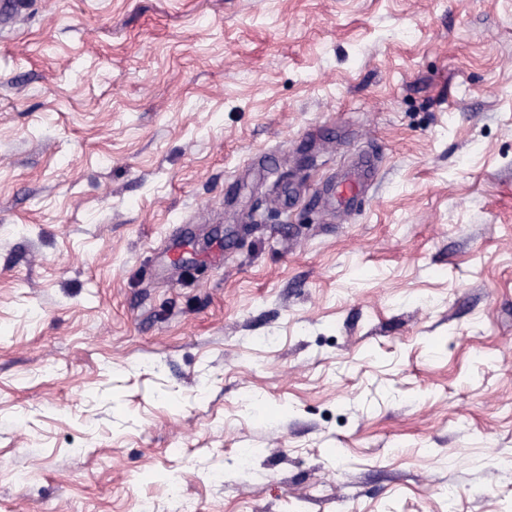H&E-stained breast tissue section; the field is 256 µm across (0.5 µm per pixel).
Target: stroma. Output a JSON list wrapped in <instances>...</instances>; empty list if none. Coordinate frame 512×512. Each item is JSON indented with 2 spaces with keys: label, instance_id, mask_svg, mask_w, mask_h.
Returning a JSON list of instances; mask_svg holds the SVG:
<instances>
[{
  "label": "stroma",
  "instance_id": "stroma-1",
  "mask_svg": "<svg viewBox=\"0 0 512 512\" xmlns=\"http://www.w3.org/2000/svg\"><path fill=\"white\" fill-rule=\"evenodd\" d=\"M509 455L512 0L0 26V512H512Z\"/></svg>",
  "mask_w": 512,
  "mask_h": 512
}]
</instances>
